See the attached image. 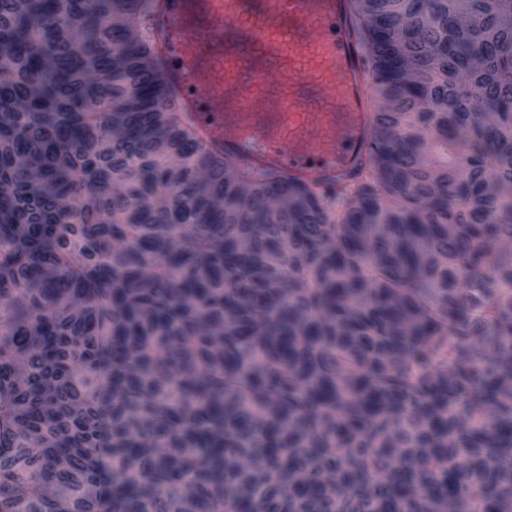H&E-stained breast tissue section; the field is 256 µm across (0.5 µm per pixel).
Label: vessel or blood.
Listing matches in <instances>:
<instances>
[{"mask_svg":"<svg viewBox=\"0 0 512 512\" xmlns=\"http://www.w3.org/2000/svg\"><path fill=\"white\" fill-rule=\"evenodd\" d=\"M144 34L165 111L241 193L365 183L385 103L357 0H150Z\"/></svg>","mask_w":512,"mask_h":512,"instance_id":"obj_1","label":"vessel or blood"}]
</instances>
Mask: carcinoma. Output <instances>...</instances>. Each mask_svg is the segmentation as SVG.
<instances>
[{
	"label": "carcinoma",
	"instance_id": "obj_1",
	"mask_svg": "<svg viewBox=\"0 0 512 512\" xmlns=\"http://www.w3.org/2000/svg\"><path fill=\"white\" fill-rule=\"evenodd\" d=\"M145 2L0 0V512H512V0H359L377 162L287 209Z\"/></svg>",
	"mask_w": 512,
	"mask_h": 512
}]
</instances>
